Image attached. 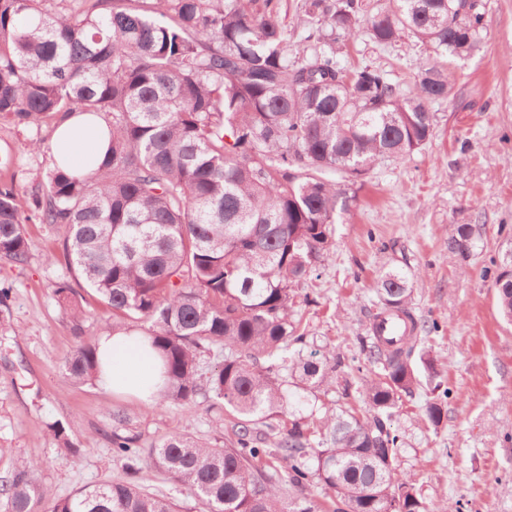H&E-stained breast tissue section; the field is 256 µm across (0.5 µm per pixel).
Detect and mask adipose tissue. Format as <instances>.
<instances>
[{
	"label": "adipose tissue",
	"instance_id": "1",
	"mask_svg": "<svg viewBox=\"0 0 512 512\" xmlns=\"http://www.w3.org/2000/svg\"><path fill=\"white\" fill-rule=\"evenodd\" d=\"M110 128L96 115L74 112L61 120L51 139L59 165L86 170L102 159L109 146ZM102 358L100 385L112 394L144 397L162 384V362L142 333L117 332L99 337Z\"/></svg>",
	"mask_w": 512,
	"mask_h": 512
}]
</instances>
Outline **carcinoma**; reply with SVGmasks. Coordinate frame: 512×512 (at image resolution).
<instances>
[{
    "label": "carcinoma",
    "instance_id": "obj_1",
    "mask_svg": "<svg viewBox=\"0 0 512 512\" xmlns=\"http://www.w3.org/2000/svg\"><path fill=\"white\" fill-rule=\"evenodd\" d=\"M303 46L279 18L280 0H0V120L55 127L72 112L101 117L110 151L89 170L52 165L28 200L0 181V259L28 262L25 225L63 237V256L112 308V332L145 325L163 358L162 400L190 408L207 393L228 412L222 447L172 434L139 445L130 416L112 413V453L126 478L53 500L20 462L0 494L4 512H179L138 481L150 466L187 488L203 512H448L396 479L402 438L393 417L419 384L422 326L407 277L376 285L377 312L410 331L371 336L362 387L321 419L286 411L288 386L336 380L342 359L303 354L293 285L334 250L336 212L358 199L380 160L427 145L432 105L453 92L449 63L479 48L483 0H300ZM413 40L426 58L407 94L386 71L338 60L360 36ZM452 248L471 250V228ZM512 321V255L494 276ZM54 294L78 319L63 278ZM224 359L207 367L202 357ZM94 383L96 342L77 335L64 365Z\"/></svg>",
    "mask_w": 512,
    "mask_h": 512
}]
</instances>
